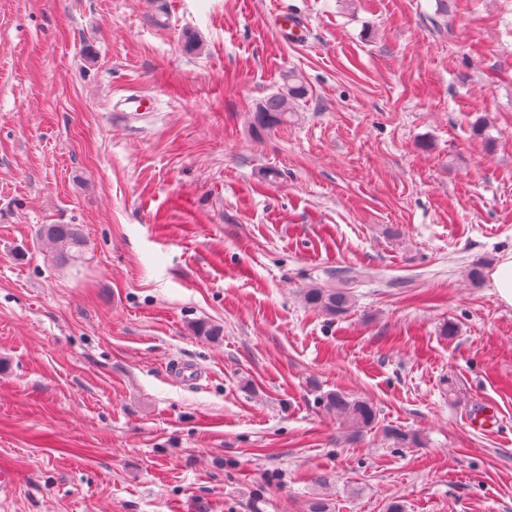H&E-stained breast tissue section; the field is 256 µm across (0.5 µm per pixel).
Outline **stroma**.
Here are the masks:
<instances>
[{
    "instance_id": "1",
    "label": "stroma",
    "mask_w": 512,
    "mask_h": 512,
    "mask_svg": "<svg viewBox=\"0 0 512 512\" xmlns=\"http://www.w3.org/2000/svg\"><path fill=\"white\" fill-rule=\"evenodd\" d=\"M437 4L0 0V512H512V0ZM308 94L306 82L295 71H287L282 77L280 88L261 100L252 112V129L272 131L281 125L294 121L298 115V101ZM76 224H42L38 229V237L47 241L61 262L75 260L72 253L75 248L79 252L85 245L82 231ZM491 279L499 298L512 305V252L501 257L491 273ZM301 297L307 307L330 317L346 313L352 305V296L347 288H328L316 282L302 288ZM322 400L326 409L353 435L372 427L377 419L376 407L364 398L336 391L327 393Z\"/></svg>"
}]
</instances>
